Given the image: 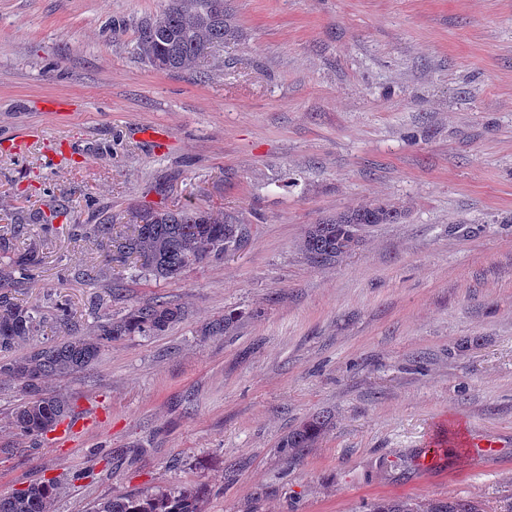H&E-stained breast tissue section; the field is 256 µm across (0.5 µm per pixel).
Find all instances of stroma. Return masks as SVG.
<instances>
[{
    "label": "stroma",
    "instance_id": "1",
    "mask_svg": "<svg viewBox=\"0 0 512 512\" xmlns=\"http://www.w3.org/2000/svg\"><path fill=\"white\" fill-rule=\"evenodd\" d=\"M166 4L0 0V234L25 225L18 245L43 253L17 293L46 317L39 341L157 299L187 311L48 382L85 422L72 436L17 435L24 393L1 380L0 492L60 476L55 512L177 484L201 488L202 512L455 496L498 512L512 496V0H233L236 38L161 72L137 34ZM377 199L406 218L331 265L301 252L308 225ZM181 205L234 212L251 236L169 283L107 264L93 224ZM232 308L229 333L202 335ZM323 411L314 447L282 452Z\"/></svg>",
    "mask_w": 512,
    "mask_h": 512
}]
</instances>
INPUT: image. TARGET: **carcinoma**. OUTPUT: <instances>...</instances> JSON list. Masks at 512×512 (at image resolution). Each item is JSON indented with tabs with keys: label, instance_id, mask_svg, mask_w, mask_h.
Wrapping results in <instances>:
<instances>
[{
	"label": "carcinoma",
	"instance_id": "obj_1",
	"mask_svg": "<svg viewBox=\"0 0 512 512\" xmlns=\"http://www.w3.org/2000/svg\"><path fill=\"white\" fill-rule=\"evenodd\" d=\"M237 34L230 0H168L162 13L145 22L137 40L138 55L151 68L177 71L188 67L205 50L233 39ZM404 209L385 201L371 202L344 210L336 217L306 229L301 251L312 262L327 265L351 251L349 237L362 242L364 232L376 224H397ZM138 223L125 232L113 233L104 222L92 226L94 237L113 244L111 260L132 261L134 276L169 281L211 255L241 245L249 225L227 213L185 206L178 209L144 208ZM41 258L33 249L19 252L11 239L0 236V376L21 384L25 401L12 414L10 424L19 434L43 437L70 417L73 406L60 393L44 391L48 377L67 378L91 367L112 343L131 336L162 333L185 317L183 308L171 301L155 300L135 305L117 317L98 322L90 337L70 336L47 344H36L44 316L35 307L16 301L12 291L34 279ZM242 312L227 310L211 321L203 335L229 332ZM24 370L38 376L31 390L22 385ZM331 424V416L316 414L286 436L281 447L293 454L312 447ZM63 482L43 478L10 493H0V512H53ZM200 491L176 485L154 493H125L98 504L95 512H201ZM367 512H481L479 502L451 498L418 504L408 498L381 499L367 505Z\"/></svg>",
	"mask_w": 512,
	"mask_h": 512
}]
</instances>
